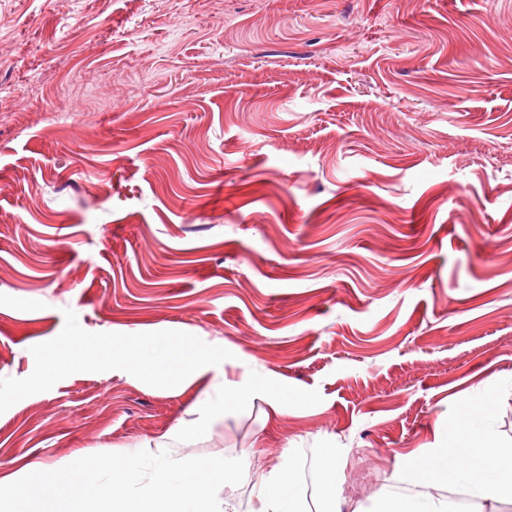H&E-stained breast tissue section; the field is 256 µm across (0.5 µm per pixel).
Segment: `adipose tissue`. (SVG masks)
Here are the masks:
<instances>
[{"instance_id": "ef3b65f1", "label": "adipose tissue", "mask_w": 512, "mask_h": 512, "mask_svg": "<svg viewBox=\"0 0 512 512\" xmlns=\"http://www.w3.org/2000/svg\"><path fill=\"white\" fill-rule=\"evenodd\" d=\"M113 367L129 376L147 371L175 372L181 386L200 391L181 420L158 440L141 446L139 453L113 456L109 478L96 470L72 466L65 470L26 466L25 479L0 478V512H238L229 500L215 494V487L230 479L249 481L247 462L228 469L220 461L202 464L172 456V442L204 431L208 424L240 409L247 397L265 402L271 415L283 413L284 392L272 386L253 385L249 375L228 382L208 352L185 338L172 342L160 337L136 340L121 346ZM448 433L463 436L468 464L458 467L455 448H438L433 455L432 480L464 487L485 502L488 512H499L500 503H512V441L495 433L481 408H470L466 422H449ZM319 485L325 512H448L444 500L405 497L384 490L372 510L343 500L336 492L338 451L322 452ZM296 461L281 458L271 464L265 482L258 486L252 512H303L298 499Z\"/></svg>"}]
</instances>
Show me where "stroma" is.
Returning a JSON list of instances; mask_svg holds the SVG:
<instances>
[{
    "label": "stroma",
    "instance_id": "35a3bbf8",
    "mask_svg": "<svg viewBox=\"0 0 512 512\" xmlns=\"http://www.w3.org/2000/svg\"><path fill=\"white\" fill-rule=\"evenodd\" d=\"M192 336L262 401L172 446L338 448L372 507L480 404L512 438V0H0V477L96 466L196 390L63 340ZM102 353V346L97 342L74 337L55 347L45 365L46 372L53 374L69 367L80 356L86 362L96 361Z\"/></svg>",
    "mask_w": 512,
    "mask_h": 512
}]
</instances>
